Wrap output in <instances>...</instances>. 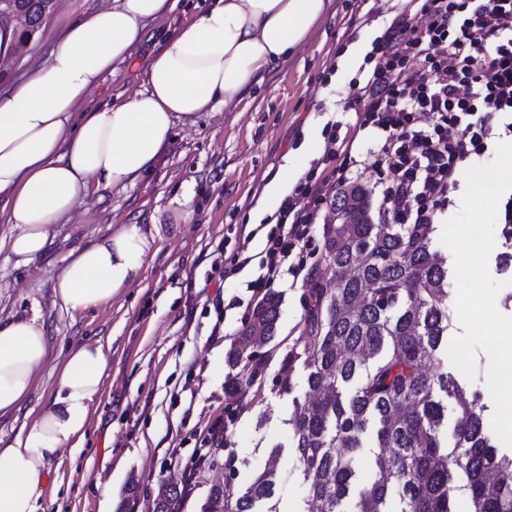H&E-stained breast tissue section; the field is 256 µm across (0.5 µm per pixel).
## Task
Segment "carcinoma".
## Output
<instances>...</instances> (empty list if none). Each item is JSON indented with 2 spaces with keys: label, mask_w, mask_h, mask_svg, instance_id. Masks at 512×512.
Wrapping results in <instances>:
<instances>
[{
  "label": "carcinoma",
  "mask_w": 512,
  "mask_h": 512,
  "mask_svg": "<svg viewBox=\"0 0 512 512\" xmlns=\"http://www.w3.org/2000/svg\"><path fill=\"white\" fill-rule=\"evenodd\" d=\"M36 26L45 0H16ZM362 222L323 227L328 283L305 295L303 327L279 361L276 386L292 397L290 448L306 497L318 512H454L467 494L473 512H512V455H501L484 425L480 395L448 376L440 354L448 341V260L430 249L432 224H378L369 193L350 185ZM280 299L270 292L253 306L227 353L224 391L266 374L254 355L277 335ZM306 369L308 400L293 396L296 363ZM456 415L448 425V400ZM371 436V455L361 454ZM229 448H214L210 468L236 473ZM368 482L357 492L363 474ZM277 470L268 466L244 486L213 482L201 512H277L261 506L274 496ZM177 481L164 483L153 512H171L183 498ZM397 499L398 510L387 504Z\"/></svg>",
  "instance_id": "1"
}]
</instances>
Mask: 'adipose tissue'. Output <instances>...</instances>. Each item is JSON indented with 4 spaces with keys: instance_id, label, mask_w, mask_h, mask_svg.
Segmentation results:
<instances>
[{
    "instance_id": "adipose-tissue-1",
    "label": "adipose tissue",
    "mask_w": 512,
    "mask_h": 512,
    "mask_svg": "<svg viewBox=\"0 0 512 512\" xmlns=\"http://www.w3.org/2000/svg\"><path fill=\"white\" fill-rule=\"evenodd\" d=\"M178 0H112L69 26L46 63L0 95V223L23 261L39 258L92 188L135 186L179 121L237 106L306 40L330 0H216L180 24L150 58L131 97L85 108L105 74L133 57L145 30ZM160 224H124L80 249L57 273L55 304L111 303L141 280ZM49 358L36 318L0 316V417L19 409ZM102 342L71 346L46 406L0 448V512H40L48 463L82 447L104 381Z\"/></svg>"
}]
</instances>
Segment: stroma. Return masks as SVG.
<instances>
[{
  "label": "stroma",
  "mask_w": 512,
  "mask_h": 512,
  "mask_svg": "<svg viewBox=\"0 0 512 512\" xmlns=\"http://www.w3.org/2000/svg\"><path fill=\"white\" fill-rule=\"evenodd\" d=\"M111 0H54V9L25 53L0 64V93L45 63L72 22ZM214 0H180L170 16L149 25L139 50L118 75H104L88 97L97 107L141 89L142 72L164 32L208 8ZM359 0H332L305 43L240 105L176 123L172 139L152 172L135 187L91 193L69 221L58 225L45 254L19 263L0 248V314L37 317L50 341L49 358L20 410L0 418V448L11 444L50 395L55 369L79 342L102 341L107 363L104 389L92 411L82 448L64 450L50 462L58 490L42 512H151L161 483L201 451L207 427L234 413L227 439L237 458L236 484L264 468L270 450L282 445L277 512H308L303 477L286 445L290 398L279 396V353L299 336L305 285L275 282L280 319L275 353L267 359L261 386L228 398L226 354L245 316L236 308L217 317L210 300H249L248 280L257 265L218 280L213 264H225L243 237L250 253L262 250L270 229L255 209L265 184L296 159L302 170L324 153L331 122L354 123L352 85L358 68L340 69L346 49L379 37L387 17L350 21ZM165 225L141 281L112 303L68 311L54 303L58 270L93 239L120 224ZM220 332H213L216 319ZM110 496H103V489Z\"/></svg>",
  "instance_id": "stroma-1"
}]
</instances>
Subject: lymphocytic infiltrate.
Wrapping results in <instances>:
<instances>
[{"mask_svg": "<svg viewBox=\"0 0 512 512\" xmlns=\"http://www.w3.org/2000/svg\"><path fill=\"white\" fill-rule=\"evenodd\" d=\"M393 17L373 42V66L354 82L359 106L351 131L332 133L323 159L285 197L248 281L252 300L288 278L308 281L306 247L333 183L356 162L359 131L374 133L376 167L391 180L382 191V224H436L459 172L512 134V0H395Z\"/></svg>", "mask_w": 512, "mask_h": 512, "instance_id": "f902f5d3", "label": "lymphocytic infiltrate"}]
</instances>
